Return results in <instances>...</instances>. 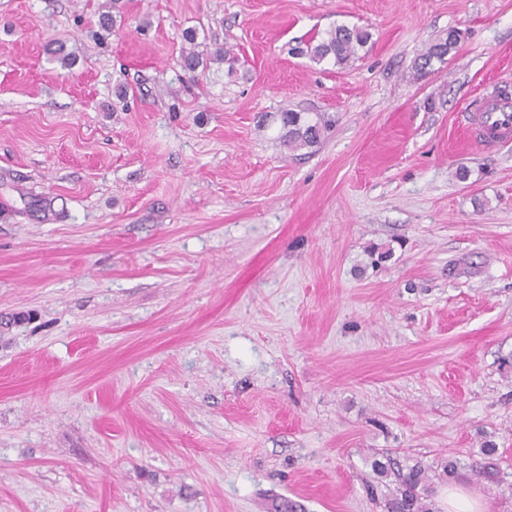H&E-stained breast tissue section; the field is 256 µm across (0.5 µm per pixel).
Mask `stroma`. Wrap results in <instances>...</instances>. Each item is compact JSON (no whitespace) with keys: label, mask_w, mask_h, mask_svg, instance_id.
Segmentation results:
<instances>
[{"label":"stroma","mask_w":512,"mask_h":512,"mask_svg":"<svg viewBox=\"0 0 512 512\" xmlns=\"http://www.w3.org/2000/svg\"><path fill=\"white\" fill-rule=\"evenodd\" d=\"M107 2L0 0V512H386L385 451L512 512V0ZM370 33L358 27L338 26L316 44H309L307 55L316 63L333 61L336 66L346 65L370 41ZM182 37L184 41L190 45L189 48H183L181 54V64L182 69L188 74L194 76V74L198 71L200 67L207 64V60H215L220 62L229 63V67H233L235 62V57H230V52L224 50V48L216 47L215 50L209 54L208 58L204 59L196 50V42L198 38V33L194 28H187L184 30ZM460 41L461 36L455 35L454 30H449L445 38L430 45L426 51L418 55L413 63L416 79L425 77L434 61L444 62L445 57L458 47ZM478 110L471 132L474 143L486 147L512 137V103L491 91ZM280 144L286 148L298 149L317 145L327 130L328 121L308 120L301 112L284 111L280 115Z\"/></svg>","instance_id":"35a3bbf8"}]
</instances>
